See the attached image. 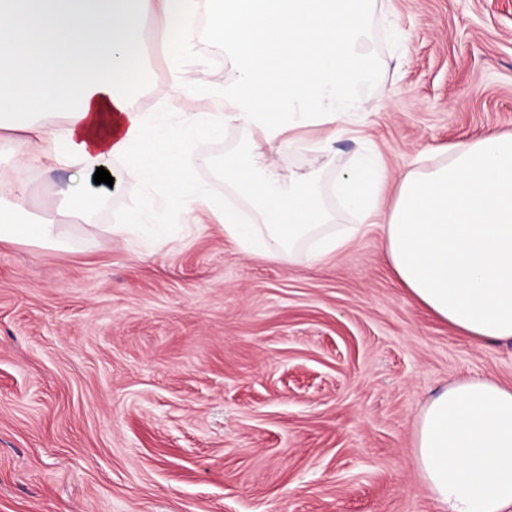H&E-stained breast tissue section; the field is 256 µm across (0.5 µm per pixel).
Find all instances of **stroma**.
I'll use <instances>...</instances> for the list:
<instances>
[{
	"mask_svg": "<svg viewBox=\"0 0 512 512\" xmlns=\"http://www.w3.org/2000/svg\"><path fill=\"white\" fill-rule=\"evenodd\" d=\"M369 101L327 150H281L282 186L378 150L391 174L512 134V0H371ZM202 84L235 60L197 27ZM153 59L132 98L176 121ZM237 138L200 135L224 192ZM89 185L68 249L0 246V512H437L412 448L430 397L467 375L512 385V341L482 345L390 276L380 229L325 264L248 256L208 216L150 243L113 236L150 196L133 166Z\"/></svg>",
	"mask_w": 512,
	"mask_h": 512,
	"instance_id": "35a3bbf8",
	"label": "stroma"
}]
</instances>
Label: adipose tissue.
Returning <instances> with one entry per match:
<instances>
[{"label": "adipose tissue", "instance_id": "1", "mask_svg": "<svg viewBox=\"0 0 512 512\" xmlns=\"http://www.w3.org/2000/svg\"><path fill=\"white\" fill-rule=\"evenodd\" d=\"M370 0H0V141L18 149L0 172V243L53 248V220L31 216L29 177L56 169L60 210L86 214L97 168L131 163L160 195L144 200L114 236L163 238L171 218L210 213L246 255L324 262L371 226H382L393 278L412 301L475 342L512 340V136L457 145L447 160L409 170L386 199L380 153L340 172L341 210L359 216L330 232L334 212L320 186L278 182L270 153L326 147L306 129L347 123L365 110L356 93L370 74L362 49ZM237 59L220 95L204 94L184 60L198 20ZM175 86L193 88L177 122L135 107L157 39ZM236 122L249 154H224V194L195 177L200 132ZM413 455L438 512H512V386L471 375L434 394L418 421Z\"/></svg>", "mask_w": 512, "mask_h": 512}]
</instances>
